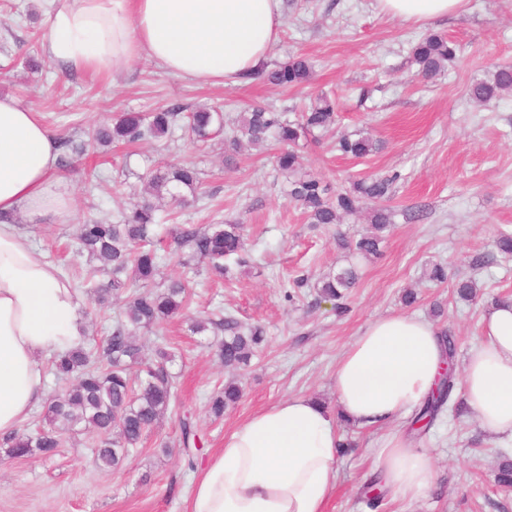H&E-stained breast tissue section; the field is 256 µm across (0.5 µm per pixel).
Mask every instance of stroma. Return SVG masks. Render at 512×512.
<instances>
[{
    "instance_id": "35a3bbf8",
    "label": "stroma",
    "mask_w": 512,
    "mask_h": 512,
    "mask_svg": "<svg viewBox=\"0 0 512 512\" xmlns=\"http://www.w3.org/2000/svg\"><path fill=\"white\" fill-rule=\"evenodd\" d=\"M279 37L263 64L272 69L292 56L313 65L306 87L285 88L258 78L203 84L166 74L142 59L115 78L73 70L49 57L42 38L47 16L39 0H0V94L39 112L63 141L57 175L67 189V220H16L31 230L32 242L69 281L80 286L91 267L78 253L74 234L85 222L120 223L143 201V179L169 163H189L201 172L196 200L183 207L163 204L172 220L155 225L153 241L166 259L157 283L183 278L192 290L185 309L140 332L141 357L151 363L155 347L173 354L167 364L176 397L117 469L100 467L94 433L65 439L52 456L7 457L0 447V512H187L200 463L224 446V436L253 413L291 395L315 398L335 408L333 376L341 352L370 321L403 311L401 296L414 289L413 315L448 329L464 361L482 332V318L499 298L512 296V258L495 240L512 234V94L479 105L466 88L498 66H512V0H463L457 14L426 22H403L383 12L378 0H297L282 6ZM453 40L459 52L440 75H415L412 48L424 35ZM336 101L332 131L301 140L307 171L331 189L368 176L392 178L387 206L392 228L379 258L357 263L358 281L338 313L321 298V278L348 264L335 233L359 238L363 215L341 224L308 223L286 195L288 179L275 164V142L232 149L228 137L193 142L175 127L168 137L102 147L89 139L94 129L126 112H153L173 105L191 110L219 107L225 122L262 105L296 119L312 96ZM368 134L380 149L363 159L342 155L338 135ZM243 224L245 265L233 266L229 281L206 280L204 260L184 267L173 229L181 224ZM448 268V281L425 277L432 265ZM474 278V300L460 299L453 285ZM86 336L102 343L122 319L124 301L102 306L79 293ZM244 324H259L266 341L248 368H226L216 354L223 329L193 333L194 321L216 312ZM242 397L223 418L214 419L207 401L230 380ZM419 440L434 458L428 491L416 499L385 498L376 512H512V491L497 482L502 456L512 447L484 432L462 400ZM190 417L204 446L187 456L179 424ZM352 445L340 450L336 490L325 512H368L360 498L371 471L376 434L342 429Z\"/></svg>"
}]
</instances>
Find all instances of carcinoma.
Wrapping results in <instances>:
<instances>
[{
  "label": "carcinoma",
  "instance_id": "cac0c4a2",
  "mask_svg": "<svg viewBox=\"0 0 512 512\" xmlns=\"http://www.w3.org/2000/svg\"><path fill=\"white\" fill-rule=\"evenodd\" d=\"M413 61L418 74L432 78L445 70L456 58L457 46L441 35L422 37L413 47ZM311 62L302 56L291 57L275 69L265 73L268 82L278 86H300L312 77ZM512 92V66L497 68L490 77L476 81L468 88L469 97L478 103H490ZM183 109L170 107L162 112H127L112 126V130H98L93 139L105 143L133 142L146 136H168L182 119ZM193 135L204 141L225 128L224 114L208 107H198L187 116ZM336 122L334 103L320 96L310 104L296 122L289 121L282 112L254 107L240 113L236 126L231 128L232 145L246 139L261 146L273 135L285 145L277 156L280 170L288 174V197L299 205L312 224H337L343 214L357 212L368 205L370 227L356 241L336 239V246L362 259L376 257L384 233L391 227V211L381 205L391 194L392 180L365 178L350 183L347 188L331 192L322 181L302 168L297 150L299 140L313 130H327ZM338 150L360 159L371 155L376 141L369 135L356 138L343 136L337 142ZM199 172L191 164L166 165L150 175L149 194L157 199L170 197L175 203L185 201L181 191L196 192ZM157 207L149 200L123 216L121 224H81L77 229L78 253L91 261L102 263L112 279L102 285L87 282L86 287L103 303L108 298L127 295L124 320L112 328L101 346L96 349L80 346L55 356L52 369L55 375L68 383L66 389L47 406L48 427L34 435L18 433L5 439L6 453L22 458L38 451L51 455L61 447L62 435L74 436L93 431L99 441L96 451L99 465L118 468L130 452L138 447L145 433L150 431L168 410L172 397V382L165 368L170 359L166 347L158 348L159 360L152 364L139 361L140 346L136 333L148 330L159 322L178 314L190 296L186 284L179 279L170 281L161 292L148 287L159 270V257L145 250L146 241L156 225ZM177 242L190 249V258H202L209 271L218 278L230 273L224 260L239 257L243 250V225L210 224L181 227ZM357 279L350 264L325 276L319 293L328 299L340 300ZM224 341L217 354L227 367L249 365L257 348L264 341V329L258 324H243L232 316L222 319ZM455 376L445 373L413 414L408 433L413 437L427 434L442 416L453 411L451 395ZM242 390L235 382L210 397V412L216 418L235 406ZM180 443L193 451L200 439L193 422L185 417L180 421Z\"/></svg>",
  "mask_w": 512,
  "mask_h": 512
}]
</instances>
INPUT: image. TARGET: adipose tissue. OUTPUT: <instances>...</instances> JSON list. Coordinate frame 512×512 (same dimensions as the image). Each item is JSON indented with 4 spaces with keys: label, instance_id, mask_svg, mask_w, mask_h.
<instances>
[{
    "label": "adipose tissue",
    "instance_id": "obj_1",
    "mask_svg": "<svg viewBox=\"0 0 512 512\" xmlns=\"http://www.w3.org/2000/svg\"><path fill=\"white\" fill-rule=\"evenodd\" d=\"M44 44L74 68L119 75L146 58L165 72L218 84L254 73L278 39L280 0H49ZM402 21L458 11L462 0H379ZM59 146L39 115L0 96V437L16 434L45 397L48 358L84 341L80 300L14 221L69 212L56 175ZM446 367L429 320L371 321L336 364L337 410L292 395L252 414L194 480L189 512H324L335 488L340 421L381 429L372 469L413 499L434 467L392 425L419 406ZM481 428L512 442V303L489 311L461 373Z\"/></svg>",
    "mask_w": 512,
    "mask_h": 512
}]
</instances>
